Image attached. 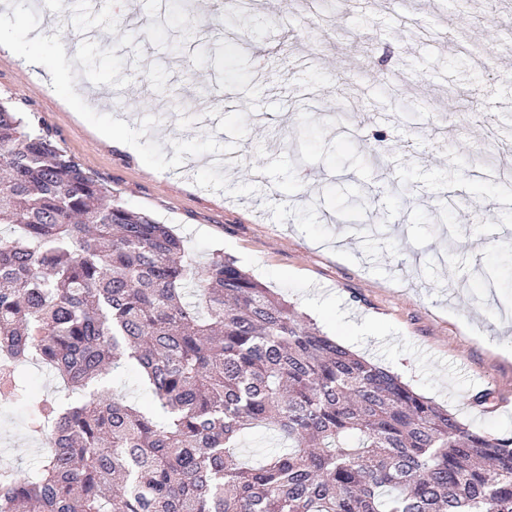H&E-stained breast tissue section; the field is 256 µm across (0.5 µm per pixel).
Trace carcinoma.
<instances>
[{
    "label": "carcinoma",
    "instance_id": "cac0c4a2",
    "mask_svg": "<svg viewBox=\"0 0 512 512\" xmlns=\"http://www.w3.org/2000/svg\"><path fill=\"white\" fill-rule=\"evenodd\" d=\"M0 395L51 447L7 512H512V436L472 429L310 327L221 252L203 266L0 102ZM37 362L65 398L15 375ZM138 367L152 405L96 385ZM287 448L248 468L241 434Z\"/></svg>",
    "mask_w": 512,
    "mask_h": 512
}]
</instances>
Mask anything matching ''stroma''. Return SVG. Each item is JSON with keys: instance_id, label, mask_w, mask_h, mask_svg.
Returning a JSON list of instances; mask_svg holds the SVG:
<instances>
[{"instance_id": "obj_1", "label": "stroma", "mask_w": 512, "mask_h": 512, "mask_svg": "<svg viewBox=\"0 0 512 512\" xmlns=\"http://www.w3.org/2000/svg\"><path fill=\"white\" fill-rule=\"evenodd\" d=\"M4 9L45 59L65 54L57 0ZM70 10L102 32L84 45L95 65L51 92L0 50V100L198 262L224 252L462 423L512 435V0ZM33 418L0 397L1 465H37Z\"/></svg>"}]
</instances>
